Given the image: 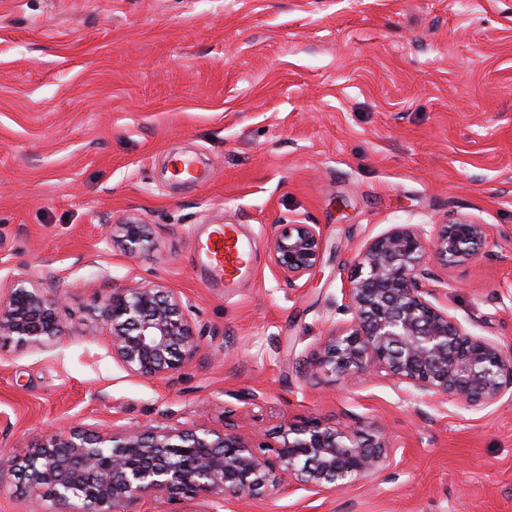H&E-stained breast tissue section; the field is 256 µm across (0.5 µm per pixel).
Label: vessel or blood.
I'll return each mask as SVG.
<instances>
[{
	"label": "vessel or blood",
	"mask_w": 512,
	"mask_h": 512,
	"mask_svg": "<svg viewBox=\"0 0 512 512\" xmlns=\"http://www.w3.org/2000/svg\"><path fill=\"white\" fill-rule=\"evenodd\" d=\"M199 251L203 263L214 275L230 284L240 280L249 267L251 247L234 224L215 225L200 242Z\"/></svg>",
	"instance_id": "obj_1"
}]
</instances>
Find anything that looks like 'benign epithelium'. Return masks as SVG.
<instances>
[{
  "label": "benign epithelium",
  "mask_w": 512,
  "mask_h": 512,
  "mask_svg": "<svg viewBox=\"0 0 512 512\" xmlns=\"http://www.w3.org/2000/svg\"><path fill=\"white\" fill-rule=\"evenodd\" d=\"M113 245L133 256L148 250L147 225L133 219L110 226ZM486 225L457 216L430 233L421 224H393L355 258L345 288L352 320L322 337L303 358L312 378H384L421 395L472 409L512 397V351L470 332L432 301L428 261L467 265L486 253ZM317 224H277L269 261L291 286L320 264ZM60 298L14 280L0 293V338L26 348L54 346L64 335L56 315ZM191 305L162 285L112 289L101 305L112 359L145 379L172 375L201 349ZM390 436L378 423L329 426L316 417L286 423L272 433L249 430L233 416L224 427L198 424L126 426L110 435L83 425L46 434L22 458H1L0 472L22 475L33 502L50 512H133L151 495L209 504L265 497L285 484L335 493L384 470Z\"/></svg>",
  "instance_id": "obj_1"
}]
</instances>
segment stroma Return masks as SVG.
<instances>
[{"label": "stroma", "mask_w": 512, "mask_h": 512, "mask_svg": "<svg viewBox=\"0 0 512 512\" xmlns=\"http://www.w3.org/2000/svg\"><path fill=\"white\" fill-rule=\"evenodd\" d=\"M180 156L202 181L175 173ZM486 225L489 253L431 262L437 302L512 346V0H0V290L62 299L60 343L0 339V455L83 423L275 431L313 415L387 425L393 461L333 494L282 488L223 512H512V399L470 410L383 379L305 376L351 319L353 261L394 224ZM132 216L150 250L112 247ZM319 225L320 265L272 271L275 225ZM239 225L227 285L198 240ZM160 283L192 305L199 356L162 379L112 359L101 300Z\"/></svg>", "instance_id": "1"}]
</instances>
